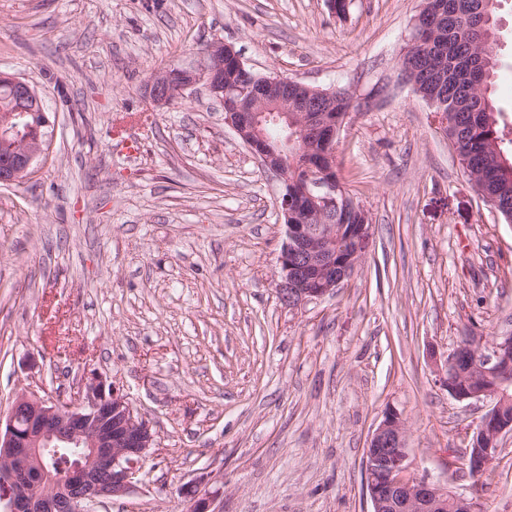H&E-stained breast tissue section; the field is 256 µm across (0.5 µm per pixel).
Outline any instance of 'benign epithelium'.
<instances>
[{
  "label": "benign epithelium",
  "mask_w": 512,
  "mask_h": 512,
  "mask_svg": "<svg viewBox=\"0 0 512 512\" xmlns=\"http://www.w3.org/2000/svg\"><path fill=\"white\" fill-rule=\"evenodd\" d=\"M245 69L239 54L221 40L210 42L197 67L171 66L154 73L145 86L152 105L163 109L204 84L210 95L229 107L225 122L265 166L277 157L288 164L295 121L319 138V157L301 162V192L288 194L281 181L279 209L286 241L279 258L277 288L283 301L295 306L334 292L350 278L370 246L368 214L344 189L331 165L336 158V121L310 97L288 100V87L302 82L283 76H262L224 89V67ZM0 89L12 111L0 114V183L16 184L30 174L45 154L49 125L41 98L24 79L0 71ZM280 127L272 141L265 127ZM349 206L361 224H301L310 208L319 215ZM459 352L448 358L440 381L459 401L491 400L469 448L468 467L482 473L499 450L501 437L512 432L504 414L512 401V333L497 337L488 351L457 365ZM155 445L150 424L136 414L115 387L91 382L68 398L44 399L33 390L20 393L6 419H0V495L4 512H91L100 498L120 497L140 482L143 461ZM79 450L74 463L56 476L33 481L42 455L50 450ZM406 426L398 413H385L364 453L366 495L371 512H481L480 504L448 492V488L408 471Z\"/></svg>",
  "instance_id": "benign-epithelium-1"
}]
</instances>
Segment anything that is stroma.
Listing matches in <instances>:
<instances>
[{"label": "stroma", "instance_id": "stroma-1", "mask_svg": "<svg viewBox=\"0 0 512 512\" xmlns=\"http://www.w3.org/2000/svg\"><path fill=\"white\" fill-rule=\"evenodd\" d=\"M422 0H0V70L40 95L48 157L0 186V416L18 392L119 388L156 435L141 481L95 512H370L363 457L385 412L409 470L512 512V434L467 464L489 408L440 385L469 337L512 333V223L482 200L432 107L399 80ZM493 98L512 127V0ZM223 40L260 76L388 95L350 113L340 182L372 245L334 294L275 287L280 183L204 86L157 111L155 71ZM140 148L126 156L112 130Z\"/></svg>", "mask_w": 512, "mask_h": 512}]
</instances>
